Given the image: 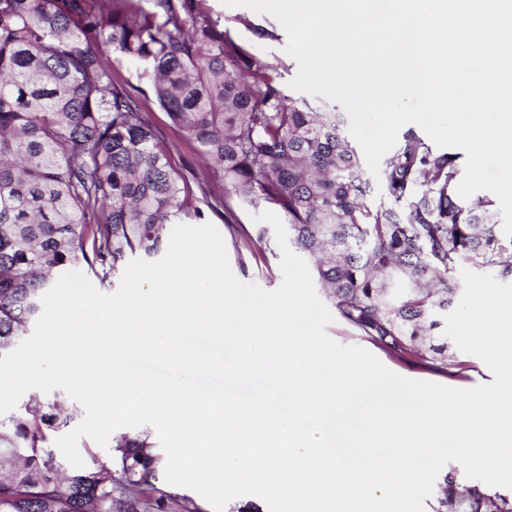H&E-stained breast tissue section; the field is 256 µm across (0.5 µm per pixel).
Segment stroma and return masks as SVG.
Segmentation results:
<instances>
[{
    "label": "stroma",
    "instance_id": "1",
    "mask_svg": "<svg viewBox=\"0 0 512 512\" xmlns=\"http://www.w3.org/2000/svg\"><path fill=\"white\" fill-rule=\"evenodd\" d=\"M205 6L213 17L218 18L225 32L238 45L260 60L277 65V83L282 94L290 99L298 98V91L290 86L298 72V66L284 51L287 35L274 17L255 13L245 7H228L221 0H206ZM144 110L148 112L159 139L169 146L174 167L188 176L203 175V183L192 186L195 203L203 208L205 221L213 223L220 231L233 274L240 281L257 284L265 290L277 289L283 280L280 269L281 250L275 235L258 238L254 222L256 209L241 203L229 212L213 211V204L224 195L221 177L208 171L204 160L182 141L167 114L154 102H146ZM326 332L339 344L356 345L369 350L386 368L407 378L457 389H471L493 380L490 369L479 357L455 346L449 350L451 362L461 363L466 367L463 377L460 378L450 376L441 368L408 363L376 347L341 322H333L327 326Z\"/></svg>",
    "mask_w": 512,
    "mask_h": 512
}]
</instances>
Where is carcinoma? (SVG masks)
I'll return each instance as SVG.
<instances>
[{
    "mask_svg": "<svg viewBox=\"0 0 512 512\" xmlns=\"http://www.w3.org/2000/svg\"><path fill=\"white\" fill-rule=\"evenodd\" d=\"M0 0V356L43 311L42 296L70 270L106 281L137 255L169 244L180 215L201 217L142 100L152 97L182 139L224 180V208L270 205L288 243L338 320L370 342L415 359H448L435 334L459 303L467 266L512 281V238L490 200L462 198L458 155L406 132L382 158V195L340 117L285 97L273 67L244 51L188 0ZM133 69L135 80L116 65ZM30 396L0 419V512H137L164 460L144 457L148 435L121 434L111 457L86 451L66 465L48 434L75 411ZM434 512H512V494L443 472Z\"/></svg>",
    "mask_w": 512,
    "mask_h": 512,
    "instance_id": "carcinoma-1",
    "label": "carcinoma"
}]
</instances>
